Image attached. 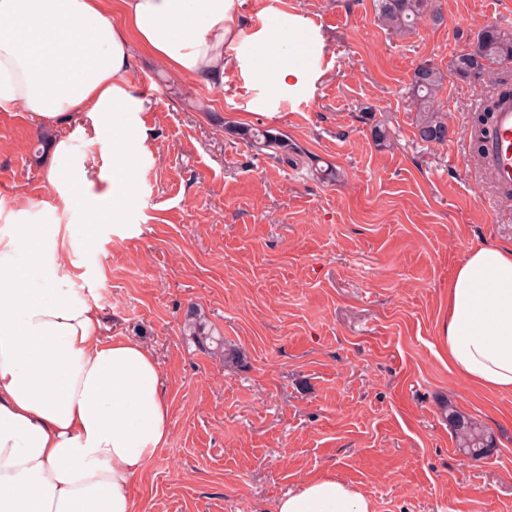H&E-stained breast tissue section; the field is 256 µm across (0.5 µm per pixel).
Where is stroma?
<instances>
[{
    "mask_svg": "<svg viewBox=\"0 0 512 512\" xmlns=\"http://www.w3.org/2000/svg\"><path fill=\"white\" fill-rule=\"evenodd\" d=\"M441 23L399 38L373 0H244L262 26L307 20L324 41L302 63L304 94L264 111L238 73L211 88L143 56L132 78L153 162L104 224L62 217L84 246L69 288L94 290L102 333L155 354L172 432L128 491L138 512H274L283 493L327 474L375 512H512V393L448 370L439 336L448 285L471 248L512 245V202L477 162L488 98L512 88L449 78L445 144L419 139L408 87L425 61L445 68L481 26L512 29V0H434ZM261 126L304 152L298 167L226 131ZM385 125L391 144L376 146ZM28 113L0 110V227L54 197ZM196 315L224 354L197 347ZM489 428L481 459L460 453L443 405Z\"/></svg>",
    "mask_w": 512,
    "mask_h": 512,
    "instance_id": "1",
    "label": "stroma"
}]
</instances>
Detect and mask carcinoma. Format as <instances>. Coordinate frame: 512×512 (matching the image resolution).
Masks as SVG:
<instances>
[{"instance_id":"cac0c4a2","label":"carcinoma","mask_w":512,"mask_h":512,"mask_svg":"<svg viewBox=\"0 0 512 512\" xmlns=\"http://www.w3.org/2000/svg\"><path fill=\"white\" fill-rule=\"evenodd\" d=\"M376 9L382 26L400 37L413 34L424 16L431 17L435 23L442 20L441 14L432 9V0H376ZM474 43L476 54L457 58L458 65L448 66V71L423 62L417 75L411 78L408 99L415 108V124L421 140L440 143L448 132V113L442 111L438 99L448 75L461 81L486 79L495 74V65L506 58L512 59L511 29L487 24L478 31ZM229 131L278 163L298 165L291 157L296 148L271 129L231 126ZM448 422L463 454L479 459L494 448V437L488 429L451 407Z\"/></svg>"}]
</instances>
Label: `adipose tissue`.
<instances>
[{
  "label": "adipose tissue",
  "mask_w": 512,
  "mask_h": 512,
  "mask_svg": "<svg viewBox=\"0 0 512 512\" xmlns=\"http://www.w3.org/2000/svg\"><path fill=\"white\" fill-rule=\"evenodd\" d=\"M311 50L297 19L245 25L237 0H0V108L29 113L53 139L42 170L56 205L41 224L0 229V512H135L129 482L171 435L152 351L100 333L96 297L65 288L79 243L60 215L89 223L134 196L151 158L142 51L210 87L239 72L259 101L303 93ZM98 145L96 194L77 138ZM440 342L448 369L512 393V246L472 248L448 289ZM275 512H374L366 492L330 477L280 496Z\"/></svg>",
  "instance_id": "obj_1"
}]
</instances>
